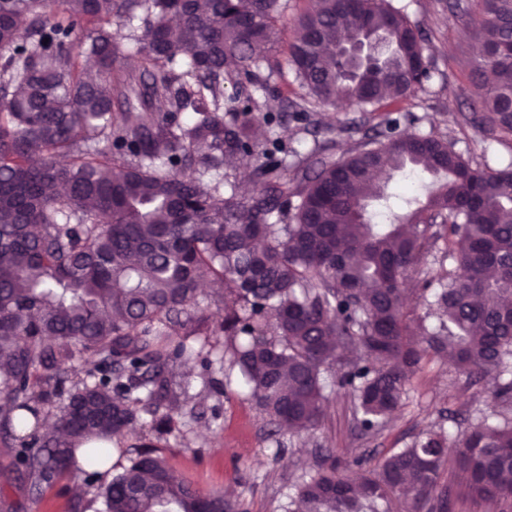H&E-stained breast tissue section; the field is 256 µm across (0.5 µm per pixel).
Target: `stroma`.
I'll use <instances>...</instances> for the list:
<instances>
[{"instance_id":"35a3bbf8","label":"stroma","mask_w":512,"mask_h":512,"mask_svg":"<svg viewBox=\"0 0 512 512\" xmlns=\"http://www.w3.org/2000/svg\"><path fill=\"white\" fill-rule=\"evenodd\" d=\"M448 2L396 0L410 21L423 30L425 53L435 68L425 89L400 102V128L413 134L447 136L464 158L501 168L512 163V141L485 140L475 129L462 125L463 114L471 110L469 73L477 45L463 21L465 14L477 13L479 7L476 0H458L459 9L452 10ZM307 7V0H290V22L282 30L284 48L271 59L274 72L270 84L278 94L266 103L271 111L284 116L280 132L298 149V156L323 143L341 154L357 141L356 136L345 134V127L373 125L375 116L342 104L322 109L321 122L314 127L288 119L292 103L300 101L303 91L288 68L286 46L298 36L293 17ZM298 156L289 157V164H296ZM187 388L197 406L195 418L187 421L180 436L155 441V451L197 487L220 490L239 501L240 512H284L293 486L305 468L314 465L318 454L332 453L344 467L358 458L367 469L380 457L410 446L428 428L460 431L495 409L504 416L512 415V407L491 402L485 380L471 378L434 356L424 360L421 371L406 387L401 407L374 435L359 432L352 420L350 399L341 392L332 395L321 424L300 443L271 435L265 417L241 394L238 385H228L219 396L204 389L193 374ZM218 403L223 413L214 423L210 408ZM8 497L17 512H89L79 506L74 491L59 486L34 499L13 489Z\"/></svg>"}]
</instances>
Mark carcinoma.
<instances>
[{"mask_svg":"<svg viewBox=\"0 0 512 512\" xmlns=\"http://www.w3.org/2000/svg\"><path fill=\"white\" fill-rule=\"evenodd\" d=\"M0 0V474L30 496L61 478L97 512H237L153 451L181 434L193 360L219 392L233 371L275 434L302 437L341 387L366 433L399 408L425 357L494 375L512 404V166L466 160L447 138L403 135L390 114L347 155L285 164L259 147L249 85L288 22V0ZM472 122L512 141V0H480ZM139 22L141 72L121 64L112 20ZM288 68L308 105L371 112L431 79L424 38L392 0H310ZM382 43L380 62L347 70L351 33ZM238 91L224 96V85ZM190 110L194 118L182 120ZM256 158V192L201 176ZM431 180L395 210L389 184ZM449 271L406 307L404 281L430 240ZM219 286L206 307L198 286ZM220 322L212 326L209 312ZM435 322H430V319ZM230 345V363L217 355ZM150 416L145 420L144 416ZM471 495L512 512V420L428 431L374 468L341 473L326 456L294 485L285 512H451L448 456Z\"/></svg>","mask_w":512,"mask_h":512,"instance_id":"obj_1","label":"carcinoma"}]
</instances>
